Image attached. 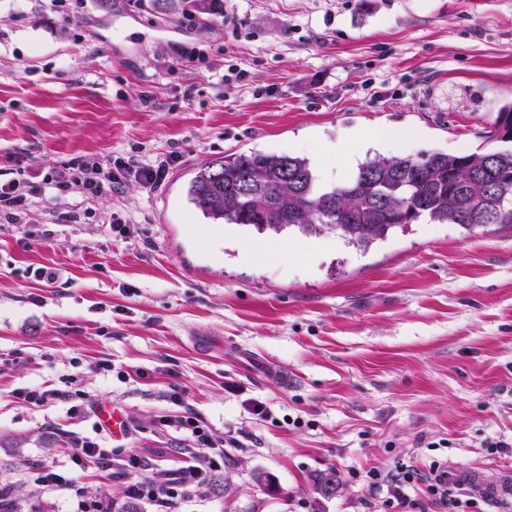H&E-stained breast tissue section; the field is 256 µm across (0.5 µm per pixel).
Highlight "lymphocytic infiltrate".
Segmentation results:
<instances>
[{"label": "lymphocytic infiltrate", "mask_w": 512, "mask_h": 512, "mask_svg": "<svg viewBox=\"0 0 512 512\" xmlns=\"http://www.w3.org/2000/svg\"><path fill=\"white\" fill-rule=\"evenodd\" d=\"M177 159V154L171 153L134 166L122 157L110 158L105 163L79 157L55 170L41 184L23 178L0 182V217L9 224L26 223L34 198L49 189L59 198L79 196V204L64 215L65 220L76 223L86 203L122 179L131 176L146 188H157ZM159 426L180 433L183 441L192 447L184 466L166 481L159 482L148 476V466L140 455L112 447L102 437L73 440L72 468L37 463L29 466L28 480L39 492H69L77 500L78 512H112L110 501L89 493L78 480L79 470L92 465L124 479L127 494L148 502L155 512H179L183 501L202 495L210 474L223 467L225 438L188 409L179 415L162 416ZM418 476L417 469L412 467H402L394 473L374 468L368 471L366 482L370 489H386L384 505L388 512H417L419 504L407 497L405 487Z\"/></svg>", "instance_id": "lymphocytic-infiltrate-1"}]
</instances>
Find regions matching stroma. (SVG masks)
Instances as JSON below:
<instances>
[{
	"label": "stroma",
	"instance_id": "1",
	"mask_svg": "<svg viewBox=\"0 0 512 512\" xmlns=\"http://www.w3.org/2000/svg\"><path fill=\"white\" fill-rule=\"evenodd\" d=\"M211 4L187 28L179 0H88L78 20L0 0V180L38 183L77 157L181 155L155 190L113 186L86 223L59 222L77 198L48 194L28 223H0V478L18 512H75L25 467L70 466L68 435H98L96 415L28 405L24 387L121 414L137 427L124 446L159 481L181 445L160 416L186 406L234 436L220 490L181 512H381L386 492L365 475L398 462L512 481V224H414L366 253L325 233L330 250L299 256L302 235L220 230L185 198L204 161L306 156L346 130L390 131V156L494 149L487 133L512 101V0H224L249 24L236 40ZM228 51L247 87L223 83ZM113 216L135 224L119 233ZM266 242L276 254L240 260ZM40 266L58 280L25 277Z\"/></svg>",
	"mask_w": 512,
	"mask_h": 512
}]
</instances>
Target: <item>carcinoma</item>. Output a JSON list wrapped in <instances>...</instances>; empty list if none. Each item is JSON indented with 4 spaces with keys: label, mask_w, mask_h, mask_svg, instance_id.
I'll return each instance as SVG.
<instances>
[{
    "label": "carcinoma",
    "mask_w": 512,
    "mask_h": 512,
    "mask_svg": "<svg viewBox=\"0 0 512 512\" xmlns=\"http://www.w3.org/2000/svg\"><path fill=\"white\" fill-rule=\"evenodd\" d=\"M512 102L491 137L504 147L468 154L376 156L346 181L322 187L309 158L251 150L203 165L186 188L188 202L212 224L278 235L336 233L362 251L426 219L469 231L512 224ZM249 179L250 188L242 190Z\"/></svg>",
    "instance_id": "carcinoma-1"
}]
</instances>
